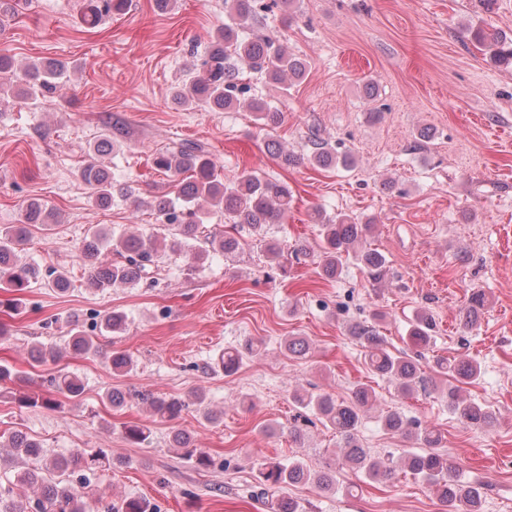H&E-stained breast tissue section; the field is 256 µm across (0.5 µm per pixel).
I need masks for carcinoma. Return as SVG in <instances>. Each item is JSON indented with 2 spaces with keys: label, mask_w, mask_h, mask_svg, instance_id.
<instances>
[{
  "label": "carcinoma",
  "mask_w": 512,
  "mask_h": 512,
  "mask_svg": "<svg viewBox=\"0 0 512 512\" xmlns=\"http://www.w3.org/2000/svg\"><path fill=\"white\" fill-rule=\"evenodd\" d=\"M128 0H89L81 19L88 27L98 25L110 14L126 10ZM277 6L276 0H224V13L229 23L217 31L202 52L192 53L193 63L189 69L191 78L173 87L171 103L188 108L204 105L212 111L245 107L254 115L255 121L270 129L278 128L284 113L270 103L248 95V88L240 82V66L257 70L276 84L289 85L303 81L309 71V63L289 53L269 36H259L250 29L258 24L264 14ZM476 43L494 49L502 62L512 63V39H508L493 28L478 26L469 29ZM67 62L59 59L34 61L26 67V79L19 93L25 97L38 96L50 91L68 77ZM118 124L108 126L102 134L89 159L80 170V177L89 189V199L96 208H105L119 199L134 207L141 204L139 188L132 182L118 183L112 178L102 157L114 149ZM314 150L306 157L295 155L279 147L274 156L284 168L295 167L303 162L314 168L341 167L350 169L354 158L348 153H338L312 133ZM153 164L163 173L178 178L176 191L156 195L149 205L157 220L164 224L160 232L128 233L108 230L101 224L91 225L82 242L81 252L88 269L91 284L105 290L118 285L136 286L151 277L155 256L159 248L184 260L191 271L204 267L210 253L219 250L234 253L239 240L230 235L216 238L204 234L200 224L202 203L208 202L224 210V217L238 226L245 224L256 236H267L275 224H281L292 206V193L288 185L262 177L257 171L243 169L233 181L226 183L217 173V163L209 153L196 144H182L178 148L158 151ZM57 213L43 204L32 201L27 204L22 224L0 225V291L10 297L0 300V316L13 319L23 313V300L19 297L26 288L40 280L53 284L60 292L70 287L67 274L57 269H44L35 261H24L20 254L27 245L29 226H47L56 223ZM376 220L369 218L357 221L346 214L325 218L319 224L321 242L320 260L323 273L328 278L336 277L343 253L357 245L356 253L368 277L375 283L382 282L387 275V259L376 248L365 246L370 225ZM117 256L115 260L104 257V249ZM270 264L282 274H288V255L295 259L310 254L309 245L297 242L288 247L281 243L269 246ZM485 303V293L476 290L468 305L460 311V324L465 330L478 326L479 312ZM126 318L120 311H112L100 323L95 332L83 329L77 320L67 321L68 345L84 355H102L109 360L114 373L129 371L134 360L132 355L118 347L104 349L100 338L117 336L125 330ZM434 323L432 317L422 312L410 325L408 340L415 348H426L431 341ZM349 335L365 349L364 363L375 375L388 379L398 392L409 397L422 391L436 392L439 386L421 371L420 354L406 350L393 352L386 340L373 325L355 322L348 327ZM288 355L295 358L306 356L309 351L307 339L290 336L285 341ZM259 350V345L249 340L240 347L226 348L215 359L213 370L228 373L234 370L245 357ZM28 358L34 367L55 364L61 352L42 343L32 345ZM433 372L448 381L445 397L448 410L465 426L490 430L495 426L496 416L484 405L460 394V385L477 381L482 368L476 360L457 361L438 358L434 360ZM46 382L48 390L31 387L16 397L19 408H43L56 410L61 399L74 400L84 391L83 380L75 373L58 370ZM372 391L365 384H357L349 399L338 400L330 394L313 395L307 391H296L292 395L295 405L309 409L324 425L340 434L345 452L339 462H327L313 470L299 461H281L260 456L253 462L258 495L271 512H297L295 501L286 496L285 490L298 484H311L323 493L336 489V464L348 465L361 471L367 478L383 480L392 478L393 470L383 461L371 456L358 440V428L364 409L371 402ZM147 406L154 423H166L177 419L189 405L203 406V394L192 392L189 398L163 396L151 391L134 395ZM384 426L393 433L414 441L424 447L420 452H406L403 458L405 469L414 477L429 484L434 495L446 507V512H481L483 487L465 484L455 478L453 467L445 454L439 451L441 435L432 427L422 426L407 420L401 413L391 411L382 418ZM124 439L141 447L150 443L152 429L144 423L123 424ZM171 443L183 449L188 460L204 468L210 464L209 455L197 448L191 436L181 429H173ZM0 447L9 448L20 459L40 461L45 457L44 445L34 437L22 432L0 433ZM126 461L114 458L103 450L87 455L76 449L53 457L41 467H26L17 472L15 479L0 484V512H98L95 502L77 488L55 480V474L75 471L110 470ZM108 512H155L151 502L144 497H128L108 507Z\"/></svg>",
  "instance_id": "1"
}]
</instances>
